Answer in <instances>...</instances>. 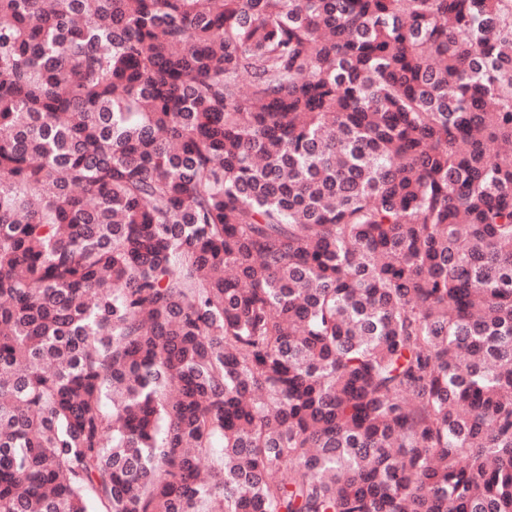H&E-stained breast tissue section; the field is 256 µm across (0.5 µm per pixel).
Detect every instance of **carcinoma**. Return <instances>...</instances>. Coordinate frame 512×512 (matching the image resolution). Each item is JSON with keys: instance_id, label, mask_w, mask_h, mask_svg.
<instances>
[{"instance_id": "carcinoma-1", "label": "carcinoma", "mask_w": 512, "mask_h": 512, "mask_svg": "<svg viewBox=\"0 0 512 512\" xmlns=\"http://www.w3.org/2000/svg\"><path fill=\"white\" fill-rule=\"evenodd\" d=\"M0 512H512V0H0Z\"/></svg>"}]
</instances>
